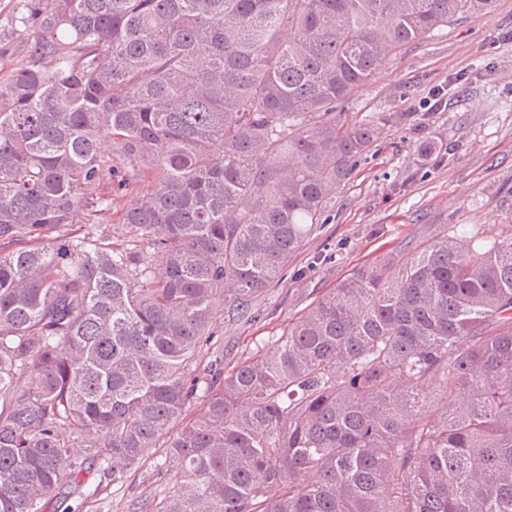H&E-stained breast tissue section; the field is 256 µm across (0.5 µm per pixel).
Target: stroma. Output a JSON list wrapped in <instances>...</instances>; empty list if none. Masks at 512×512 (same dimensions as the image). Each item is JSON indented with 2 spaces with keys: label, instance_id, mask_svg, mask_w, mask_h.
<instances>
[{
  "label": "stroma",
  "instance_id": "obj_1",
  "mask_svg": "<svg viewBox=\"0 0 512 512\" xmlns=\"http://www.w3.org/2000/svg\"><path fill=\"white\" fill-rule=\"evenodd\" d=\"M30 31L19 0H0V71L20 63ZM444 111L423 109L437 91ZM342 120H369L370 151L337 187L326 221L312 225L282 279L252 303V317L217 304L214 328L224 368L271 347L288 325L375 255L450 232L512 237V0L466 14L429 38L405 45L355 91ZM157 451L138 469L72 499L73 512H126L131 500L164 490Z\"/></svg>",
  "mask_w": 512,
  "mask_h": 512
}]
</instances>
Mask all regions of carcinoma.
<instances>
[{"instance_id": "carcinoma-1", "label": "carcinoma", "mask_w": 512, "mask_h": 512, "mask_svg": "<svg viewBox=\"0 0 512 512\" xmlns=\"http://www.w3.org/2000/svg\"><path fill=\"white\" fill-rule=\"evenodd\" d=\"M494 2L20 0L0 512H71L91 471L115 481L161 446L172 486L131 512H512V238L404 243L266 352L197 362L216 300L249 314L375 141L336 110ZM114 185L128 201L103 227Z\"/></svg>"}]
</instances>
